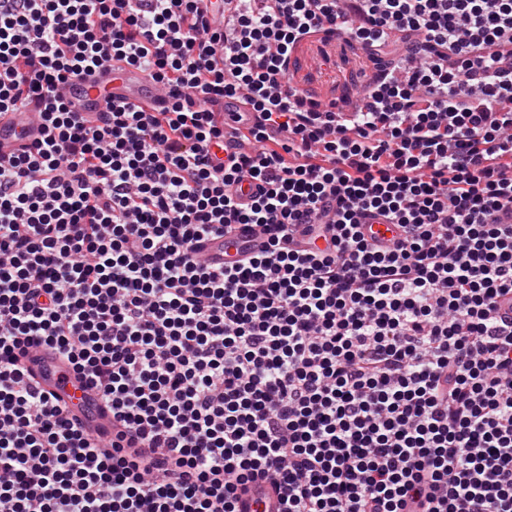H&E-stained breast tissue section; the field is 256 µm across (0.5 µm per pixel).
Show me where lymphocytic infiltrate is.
Returning <instances> with one entry per match:
<instances>
[{
  "label": "lymphocytic infiltrate",
  "mask_w": 512,
  "mask_h": 512,
  "mask_svg": "<svg viewBox=\"0 0 512 512\" xmlns=\"http://www.w3.org/2000/svg\"><path fill=\"white\" fill-rule=\"evenodd\" d=\"M318 35L391 57L359 105L291 81ZM116 58L166 104L89 125L64 90ZM227 98L253 122L217 126ZM19 110L40 136L0 161V512H240L260 479L281 512H512V0H0ZM240 226L264 249L208 263ZM39 346L111 438L34 384ZM365 224V234L369 240L375 239L384 244H391L400 234L399 228L394 224H386L381 220H370Z\"/></svg>",
  "instance_id": "1"
}]
</instances>
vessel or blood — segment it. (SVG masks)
<instances>
[{"label": "vessel or blood", "instance_id": "1", "mask_svg": "<svg viewBox=\"0 0 512 512\" xmlns=\"http://www.w3.org/2000/svg\"><path fill=\"white\" fill-rule=\"evenodd\" d=\"M74 111L92 123H100L108 102H131L150 107L163 101L158 85L141 69L125 62H113L104 74L78 79L66 89ZM39 128L31 113L19 112L0 116V159L17 152L23 138H35ZM260 236L236 230L203 242L202 251L213 263L240 259L242 251L259 249ZM28 366L39 389L48 396L64 401L72 419L92 436H111L112 416L105 410L95 389L77 380L57 353L42 349L32 354ZM247 512H278L280 502L269 483L251 484L244 496Z\"/></svg>", "mask_w": 512, "mask_h": 512}]
</instances>
